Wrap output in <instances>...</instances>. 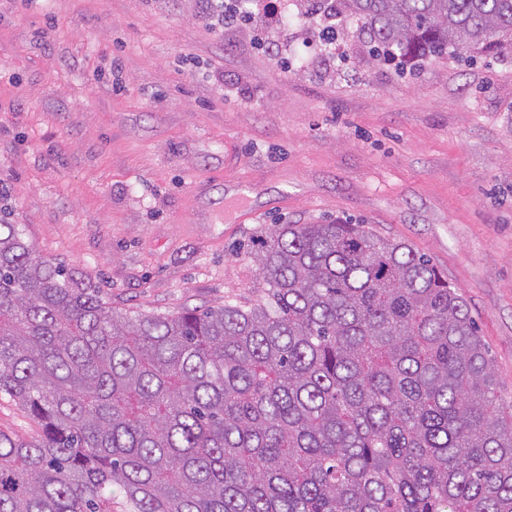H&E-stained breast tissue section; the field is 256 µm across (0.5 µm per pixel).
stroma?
Wrapping results in <instances>:
<instances>
[{
    "label": "stroma",
    "instance_id": "obj_1",
    "mask_svg": "<svg viewBox=\"0 0 512 512\" xmlns=\"http://www.w3.org/2000/svg\"><path fill=\"white\" fill-rule=\"evenodd\" d=\"M191 0H0V187L37 252L129 315L260 300L274 224L363 223L466 299L512 402V56H335Z\"/></svg>",
    "mask_w": 512,
    "mask_h": 512
}]
</instances>
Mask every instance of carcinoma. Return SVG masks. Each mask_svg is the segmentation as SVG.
<instances>
[{
  "instance_id": "1",
  "label": "carcinoma",
  "mask_w": 512,
  "mask_h": 512,
  "mask_svg": "<svg viewBox=\"0 0 512 512\" xmlns=\"http://www.w3.org/2000/svg\"><path fill=\"white\" fill-rule=\"evenodd\" d=\"M307 8L375 57L512 46V0ZM250 255L256 303L130 317L0 209V397L35 424L0 432V512H512V405L428 256L347 222Z\"/></svg>"
}]
</instances>
